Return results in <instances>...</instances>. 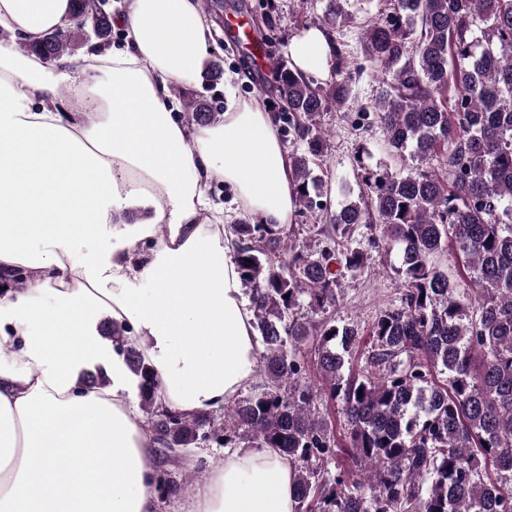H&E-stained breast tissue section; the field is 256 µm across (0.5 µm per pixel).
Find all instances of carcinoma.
Instances as JSON below:
<instances>
[{
  "label": "carcinoma",
  "instance_id": "1",
  "mask_svg": "<svg viewBox=\"0 0 512 512\" xmlns=\"http://www.w3.org/2000/svg\"><path fill=\"white\" fill-rule=\"evenodd\" d=\"M365 32L363 53L383 76L376 121L390 155L421 162L404 175L357 157L365 191L332 208L313 174L329 138L321 113L348 98V65L326 38L334 79L319 83L292 65L273 68L276 125L297 145L289 158L296 213L317 212L320 233L349 238L375 224L399 245L403 288L369 336L363 373L344 375V354L360 331L298 315L336 303L340 278L367 255L339 244L317 251L288 228L242 220L230 226L235 262L249 288L261 384L224 406L222 417L187 416L155 399L154 371L130 327H103L139 379L146 426L158 455L198 439L226 448H273L294 466L295 512H512V0H386ZM76 22L34 48L54 60L103 42L112 13L102 0H74ZM187 121L217 115L197 100ZM465 274L448 276L436 257L448 246ZM312 339L321 384L307 376L300 350ZM339 401L357 474L330 472L337 448L320 413ZM493 467L496 477L487 475Z\"/></svg>",
  "mask_w": 512,
  "mask_h": 512
}]
</instances>
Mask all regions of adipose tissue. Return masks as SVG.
<instances>
[{
	"mask_svg": "<svg viewBox=\"0 0 512 512\" xmlns=\"http://www.w3.org/2000/svg\"><path fill=\"white\" fill-rule=\"evenodd\" d=\"M72 17V0H0V512H157L138 381L100 323L130 326L167 409L223 408L254 380L257 343L212 188L282 227L295 194L260 102L215 124L178 110L171 86L210 56L200 0H125L121 50L60 64L15 50ZM289 52L303 72L329 65L318 28ZM136 206L148 219L123 223ZM294 480L274 449L228 448L187 512H295Z\"/></svg>",
	"mask_w": 512,
	"mask_h": 512,
	"instance_id": "1",
	"label": "adipose tissue"
}]
</instances>
